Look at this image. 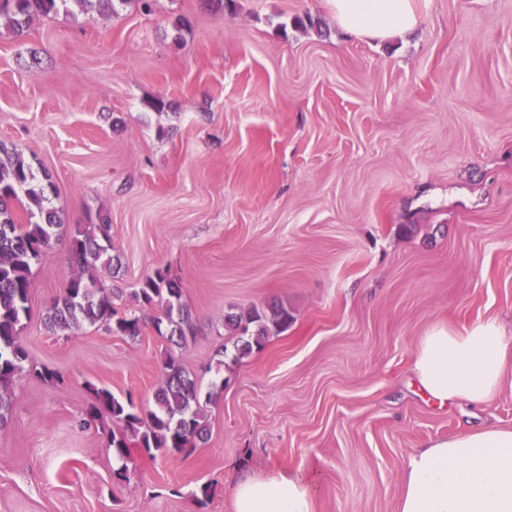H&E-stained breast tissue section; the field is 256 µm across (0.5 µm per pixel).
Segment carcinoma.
<instances>
[{"label": "carcinoma", "instance_id": "carcinoma-1", "mask_svg": "<svg viewBox=\"0 0 512 512\" xmlns=\"http://www.w3.org/2000/svg\"><path fill=\"white\" fill-rule=\"evenodd\" d=\"M111 10L115 0H0V19L9 21L15 33L23 35L29 22L38 15L68 9L75 5L84 12L92 2ZM32 165L22 154L14 152L0 157V426L7 423L12 407L11 385L23 372L27 353L19 341L22 319L30 313L33 267L60 240L68 243L70 262L79 268L64 292L47 309V328L70 332L83 324H100L116 336L135 339L142 335L144 322L134 312L118 314L113 293L101 279L86 274L98 262L113 267L110 224L105 217L98 223L69 228L61 223L51 206L49 193L53 183L43 174V184L35 183ZM24 195L29 199V222L20 224L12 212V201ZM182 289L165 269H157L138 288L142 306H159L162 317L153 323L158 336L171 350L163 362V383L154 393L155 408L145 407L133 395L116 397L110 390L90 382L86 388L91 401L83 412L80 427L90 426L108 415L112 419V454L125 458L133 445L154 458L158 455H188L205 441L204 403L194 379L180 365L174 348L181 347L194 335L190 311L182 304ZM293 321L282 304L272 308V315L256 309L247 314H228L224 329L236 338L238 354L260 348L272 331H282Z\"/></svg>", "mask_w": 512, "mask_h": 512}]
</instances>
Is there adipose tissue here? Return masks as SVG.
<instances>
[{
    "instance_id": "ef3b65f1",
    "label": "adipose tissue",
    "mask_w": 512,
    "mask_h": 512,
    "mask_svg": "<svg viewBox=\"0 0 512 512\" xmlns=\"http://www.w3.org/2000/svg\"><path fill=\"white\" fill-rule=\"evenodd\" d=\"M338 24L387 40L417 27L423 0H329ZM512 349L497 320L461 328L438 325L422 336L413 374L439 405L485 406L497 392ZM234 512H314V488L300 471L232 477ZM399 512H512V429L484 426L426 442L408 458Z\"/></svg>"
}]
</instances>
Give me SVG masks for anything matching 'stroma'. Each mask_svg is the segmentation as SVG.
Segmentation results:
<instances>
[{"mask_svg":"<svg viewBox=\"0 0 512 512\" xmlns=\"http://www.w3.org/2000/svg\"><path fill=\"white\" fill-rule=\"evenodd\" d=\"M0 144L49 173L64 224L109 218L121 269L95 273L146 323L50 332L66 243L34 267L0 512H198L204 491L234 512L228 473L288 468L316 481L315 512H398L416 448L512 428V362L480 409L438 406L412 375L440 322L496 319L512 344V0H429L385 42L328 0H120L20 36L1 19ZM159 267L192 313L176 354L213 395L209 435L120 461L110 418L77 420L90 382L152 403L168 345L135 292ZM280 302L288 330L225 362V314Z\"/></svg>","mask_w":512,"mask_h":512,"instance_id":"stroma-1","label":"stroma"}]
</instances>
